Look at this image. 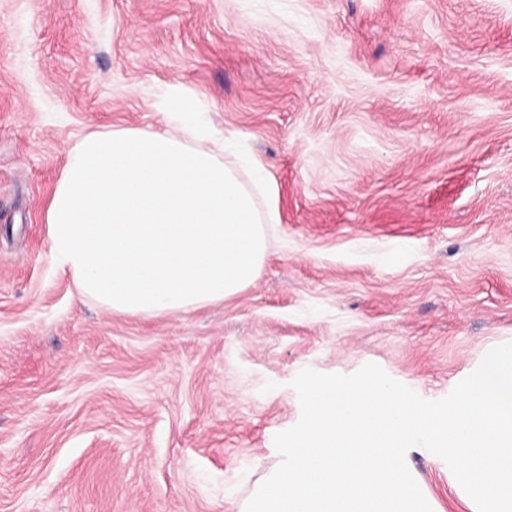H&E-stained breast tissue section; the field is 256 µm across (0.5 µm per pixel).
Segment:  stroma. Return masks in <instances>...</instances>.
I'll return each mask as SVG.
<instances>
[{
	"label": "stroma",
	"mask_w": 512,
	"mask_h": 512,
	"mask_svg": "<svg viewBox=\"0 0 512 512\" xmlns=\"http://www.w3.org/2000/svg\"><path fill=\"white\" fill-rule=\"evenodd\" d=\"M174 87L280 221L224 302L110 313L52 266L47 207L79 139L166 129ZM509 337L512 0H0V512H239L302 369L433 401Z\"/></svg>",
	"instance_id": "obj_1"
}]
</instances>
